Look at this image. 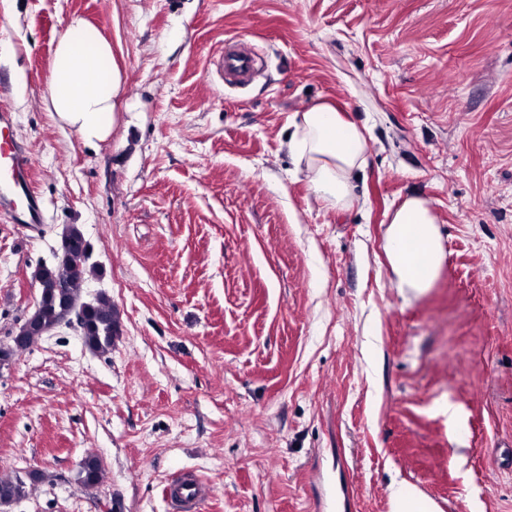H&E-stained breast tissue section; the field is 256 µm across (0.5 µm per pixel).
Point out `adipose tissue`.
<instances>
[{"mask_svg": "<svg viewBox=\"0 0 512 512\" xmlns=\"http://www.w3.org/2000/svg\"><path fill=\"white\" fill-rule=\"evenodd\" d=\"M123 82L111 43L92 24L73 18L57 41L44 96L57 124L83 144L106 141L117 123ZM287 146L319 202L334 210L351 203L355 180L366 165L361 125L333 105L315 103L299 114ZM387 241L398 290L427 292L445 261L430 203L406 199L390 217Z\"/></svg>", "mask_w": 512, "mask_h": 512, "instance_id": "adipose-tissue-1", "label": "adipose tissue"}]
</instances>
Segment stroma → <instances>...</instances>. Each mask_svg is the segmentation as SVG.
<instances>
[{
    "instance_id": "1",
    "label": "stroma",
    "mask_w": 512,
    "mask_h": 512,
    "mask_svg": "<svg viewBox=\"0 0 512 512\" xmlns=\"http://www.w3.org/2000/svg\"><path fill=\"white\" fill-rule=\"evenodd\" d=\"M111 42L119 118L84 145L44 104L73 16ZM243 40L259 75L224 78ZM329 101L363 125L356 200L325 209L285 143ZM27 144L43 221L0 210V342L40 298L65 225L92 246L84 298L120 336L60 326L0 368L8 512H349L406 483L437 512H512V0H0V111ZM427 200L446 253L400 293L388 214ZM102 485L77 480L88 453ZM94 310L85 318L82 310H70L64 317L63 324L74 320L82 330L85 345L93 352L104 355L112 350L120 331L114 314L112 300L107 295H99L93 300ZM85 318V322H84ZM35 479L27 483L21 477L0 476V500H15L28 496L35 490ZM164 491L168 499H175L185 511L195 510L198 503L211 494L210 486L200 481L187 484L171 483Z\"/></svg>"
}]
</instances>
